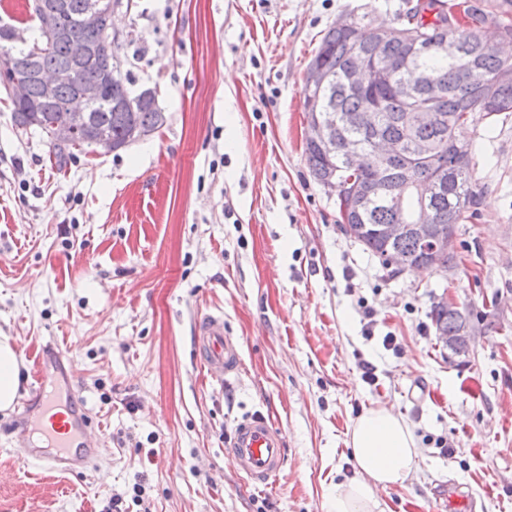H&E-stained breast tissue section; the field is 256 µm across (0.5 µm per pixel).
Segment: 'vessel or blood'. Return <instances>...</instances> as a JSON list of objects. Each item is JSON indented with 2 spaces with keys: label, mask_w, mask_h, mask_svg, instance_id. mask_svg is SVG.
<instances>
[{
  "label": "vessel or blood",
  "mask_w": 512,
  "mask_h": 512,
  "mask_svg": "<svg viewBox=\"0 0 512 512\" xmlns=\"http://www.w3.org/2000/svg\"><path fill=\"white\" fill-rule=\"evenodd\" d=\"M194 341L199 362L208 374L219 377L237 372L241 365L240 348L236 340L224 331L222 314H208L195 326ZM63 352L54 342L44 343L37 355L32 374L36 398L24 404L23 413L29 425L37 427L44 446L29 448L33 464L56 473L83 472L96 458L87 437L92 423L89 411H61L58 400L60 387L68 386L71 376L60 369L56 377H48V362H62ZM227 453L252 483L266 486L285 463V448L276 425L265 416L254 415L240 422L230 440Z\"/></svg>",
  "instance_id": "b4317fda"
}]
</instances>
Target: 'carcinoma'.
<instances>
[{
  "label": "carcinoma",
  "instance_id": "carcinoma-1",
  "mask_svg": "<svg viewBox=\"0 0 512 512\" xmlns=\"http://www.w3.org/2000/svg\"><path fill=\"white\" fill-rule=\"evenodd\" d=\"M64 2L57 23L65 37L52 43H44L38 34L26 36L23 28L0 25V89L9 92L8 81L15 74L28 76L26 98L17 102L7 97L15 125L44 134L59 158L70 149L95 151L92 138L98 130L107 131L115 146L123 145L125 114L129 111L149 134L164 126L167 115L158 106L155 92H133L130 75L120 70L112 74V91L86 106L90 132L85 137L76 138L51 123L50 114L59 108L44 102L32 70L72 72L73 80L57 90L58 101H69L78 95L83 84L104 79L100 55L91 53L76 58L71 53V42L97 46L109 38L101 28L85 27L83 19L88 12L106 11L110 0ZM396 20L407 35L384 44L375 35L364 41L355 38V26L374 27L366 13L352 16V24L344 27L332 24L310 60L330 74L319 92L318 107L311 105L310 94L302 89L305 112L311 114L318 108L337 115L343 137L355 143L370 162L357 173L349 170L348 159L339 144L326 147L307 142L304 153L316 182L336 170L372 189L360 211L339 216L338 223L353 222V239L382 267H387L389 257L396 254L429 272L446 270L453 267L455 251H443L437 254L435 263L428 264L430 244L413 234L389 242L378 235L377 229L384 224H411L425 209L437 236L446 237L448 226L456 227L470 218L471 208L477 205L472 148L458 150L454 133L473 112L491 116L512 112V57L500 54L498 41L482 37L484 29L502 28L512 42V0H415V4L397 13ZM417 38L423 47L419 53L413 51ZM445 38L464 45L462 59L450 61L437 53L436 46ZM355 53L375 67L389 59L406 64V68L380 84L357 89L346 75ZM471 61L480 65L487 76L481 87L466 81L464 67ZM419 108L437 113L440 120L412 126L410 114ZM380 138L401 145L400 152L385 168L371 162L372 145ZM440 170L448 175L444 194L424 201L408 188L411 183L423 184ZM473 317V309L455 308L441 301L433 302L429 312L437 338L456 335L464 323H473Z\"/></svg>",
  "mask_w": 512,
  "mask_h": 512
}]
</instances>
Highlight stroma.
Here are the masks:
<instances>
[{
	"instance_id": "obj_1",
	"label": "stroma",
	"mask_w": 512,
	"mask_h": 512,
	"mask_svg": "<svg viewBox=\"0 0 512 512\" xmlns=\"http://www.w3.org/2000/svg\"><path fill=\"white\" fill-rule=\"evenodd\" d=\"M403 2L130 0L119 54L167 122L117 152L57 159L0 101V336L21 351L24 398L37 347L58 344L100 448L83 475H42L25 422L0 411V512H113L116 498L123 512H325L356 474L349 428L379 403L421 451L384 512H437L451 489L466 500L451 512H512V113L465 126L479 215L432 274L383 270L304 156L302 85L325 30L394 20ZM444 294L477 317L467 355L435 339ZM206 313L241 348L221 381L195 358ZM256 414L286 453L268 488L224 451Z\"/></svg>"
}]
</instances>
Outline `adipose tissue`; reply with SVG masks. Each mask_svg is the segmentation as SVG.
I'll use <instances>...</instances> for the list:
<instances>
[{
	"label": "adipose tissue",
	"mask_w": 512,
	"mask_h": 512,
	"mask_svg": "<svg viewBox=\"0 0 512 512\" xmlns=\"http://www.w3.org/2000/svg\"><path fill=\"white\" fill-rule=\"evenodd\" d=\"M21 357L15 344L0 338V410L12 409L19 396ZM347 445L357 467L328 492L326 512H381L380 490L405 485L420 455L412 428L384 405L365 409L353 421Z\"/></svg>",
	"instance_id": "1"
}]
</instances>
